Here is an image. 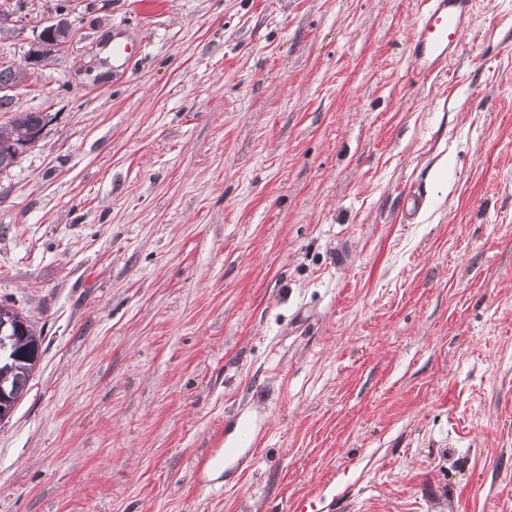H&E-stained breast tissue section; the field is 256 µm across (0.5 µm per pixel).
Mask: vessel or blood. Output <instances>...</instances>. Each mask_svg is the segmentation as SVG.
I'll return each mask as SVG.
<instances>
[{
	"label": "vessel or blood",
	"mask_w": 512,
	"mask_h": 512,
	"mask_svg": "<svg viewBox=\"0 0 512 512\" xmlns=\"http://www.w3.org/2000/svg\"><path fill=\"white\" fill-rule=\"evenodd\" d=\"M474 0H427L411 37L412 55L422 71L446 64L460 48L467 33ZM257 439L251 420H242L234 444L224 448V468L238 470L256 454Z\"/></svg>",
	"instance_id": "1"
}]
</instances>
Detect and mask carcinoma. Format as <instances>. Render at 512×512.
Instances as JSON below:
<instances>
[{"label":"carcinoma","instance_id":"cac0c4a2","mask_svg":"<svg viewBox=\"0 0 512 512\" xmlns=\"http://www.w3.org/2000/svg\"><path fill=\"white\" fill-rule=\"evenodd\" d=\"M42 112H21L6 124L0 125V170L10 167L15 160L13 144L21 135H30L41 125ZM41 336L34 324L17 308L0 312V351L8 357L0 360V381L7 397L0 409L11 414L15 405L27 392V384L39 357Z\"/></svg>","mask_w":512,"mask_h":512}]
</instances>
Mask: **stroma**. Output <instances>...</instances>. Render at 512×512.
<instances>
[{"label":"stroma","instance_id":"stroma-1","mask_svg":"<svg viewBox=\"0 0 512 512\" xmlns=\"http://www.w3.org/2000/svg\"><path fill=\"white\" fill-rule=\"evenodd\" d=\"M25 0L0 298L42 335L0 512H512V0ZM130 44L125 68L113 42ZM427 203L406 219L408 197ZM251 418L235 475L201 471ZM473 0H427L411 37L420 70L431 71L453 58L467 33ZM70 31V22H68L65 18L58 20L57 23L52 24L45 30L41 31L38 37V49L32 50V52L28 54V56L21 64L14 65V67H16L19 71L17 69H13L11 66L0 67V85L18 83L15 85L2 87L0 89L1 97H12L13 95L11 93H13L17 88L22 86L24 82H26L27 79L24 82L19 83L23 79L20 71L26 73L28 78L31 69H33L39 62L43 60V51L53 50L56 52L63 50L69 43ZM42 112H20L9 123L0 125V171L10 167L15 160L13 144L21 135H30L41 125Z\"/></svg>","mask_w":512,"mask_h":512}]
</instances>
